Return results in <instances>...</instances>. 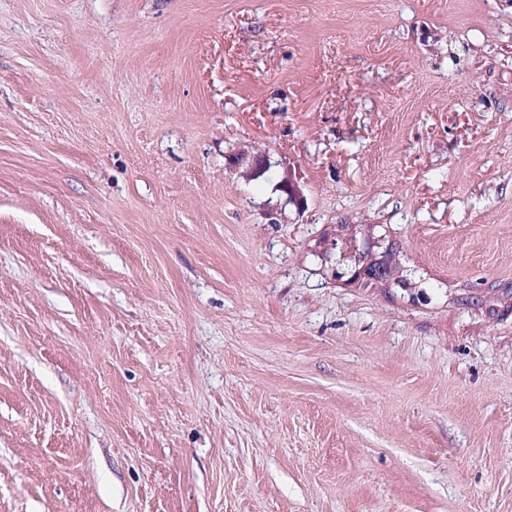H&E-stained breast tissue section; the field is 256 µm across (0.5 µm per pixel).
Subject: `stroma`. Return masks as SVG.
Here are the masks:
<instances>
[{"mask_svg": "<svg viewBox=\"0 0 512 512\" xmlns=\"http://www.w3.org/2000/svg\"><path fill=\"white\" fill-rule=\"evenodd\" d=\"M0 512H512V0H0Z\"/></svg>", "mask_w": 512, "mask_h": 512, "instance_id": "35a3bbf8", "label": "stroma"}]
</instances>
